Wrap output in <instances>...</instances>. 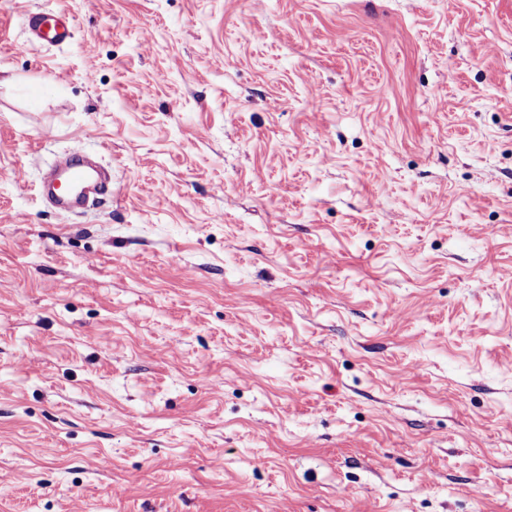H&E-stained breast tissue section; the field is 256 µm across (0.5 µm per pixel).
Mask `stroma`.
<instances>
[{
  "label": "stroma",
  "instance_id": "1",
  "mask_svg": "<svg viewBox=\"0 0 512 512\" xmlns=\"http://www.w3.org/2000/svg\"><path fill=\"white\" fill-rule=\"evenodd\" d=\"M0 512H512V0H0ZM29 40L37 45H63L74 35L75 20L67 12H30L26 17ZM45 194L57 211L73 213L112 198V188L90 166L84 153L74 150Z\"/></svg>",
  "mask_w": 512,
  "mask_h": 512
}]
</instances>
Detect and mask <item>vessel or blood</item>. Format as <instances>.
Masks as SVG:
<instances>
[{"mask_svg": "<svg viewBox=\"0 0 512 512\" xmlns=\"http://www.w3.org/2000/svg\"><path fill=\"white\" fill-rule=\"evenodd\" d=\"M26 25L31 43L57 46L72 39L75 20L67 12L36 11L28 13ZM46 196L57 211L72 213L110 199L112 189L90 166L83 152L76 150L56 173Z\"/></svg>", "mask_w": 512, "mask_h": 512, "instance_id": "b4317fda", "label": "vessel or blood"}]
</instances>
